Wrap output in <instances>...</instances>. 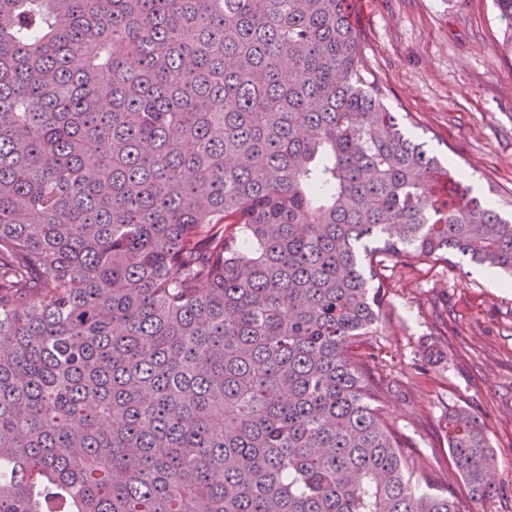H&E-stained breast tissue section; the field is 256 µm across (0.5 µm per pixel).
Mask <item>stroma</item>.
I'll list each match as a JSON object with an SVG mask.
<instances>
[{
  "instance_id": "stroma-1",
  "label": "stroma",
  "mask_w": 512,
  "mask_h": 512,
  "mask_svg": "<svg viewBox=\"0 0 512 512\" xmlns=\"http://www.w3.org/2000/svg\"><path fill=\"white\" fill-rule=\"evenodd\" d=\"M349 4L385 104L429 154L453 159L474 189L512 206V55L492 0ZM484 272L458 256L397 266L383 282L382 326L352 353L438 489L465 496L448 413L477 415L499 463L493 512H512V281L501 288Z\"/></svg>"
}]
</instances>
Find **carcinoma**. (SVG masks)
<instances>
[{
  "mask_svg": "<svg viewBox=\"0 0 512 512\" xmlns=\"http://www.w3.org/2000/svg\"><path fill=\"white\" fill-rule=\"evenodd\" d=\"M346 2L0 0V512H463L351 349L395 264L512 275V217ZM448 451L492 512L478 416Z\"/></svg>",
  "mask_w": 512,
  "mask_h": 512,
  "instance_id": "carcinoma-1",
  "label": "carcinoma"
}]
</instances>
